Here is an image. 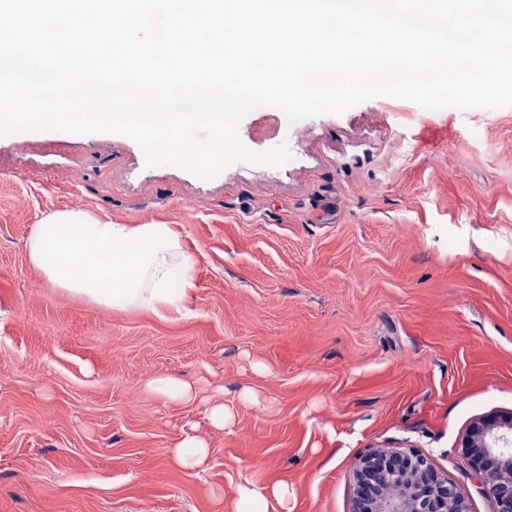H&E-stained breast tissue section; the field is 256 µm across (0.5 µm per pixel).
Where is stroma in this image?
<instances>
[{
    "instance_id": "obj_1",
    "label": "stroma",
    "mask_w": 512,
    "mask_h": 512,
    "mask_svg": "<svg viewBox=\"0 0 512 512\" xmlns=\"http://www.w3.org/2000/svg\"><path fill=\"white\" fill-rule=\"evenodd\" d=\"M238 135L292 159L206 181L146 167L120 134L0 137V512H235L247 481L287 483L267 512H353L359 461L381 448L493 512L459 444L512 413V106L376 97L293 125L272 107ZM69 209L176 225L197 258L188 315L48 285L24 242ZM160 373L198 400L150 391ZM219 386L259 396L221 431ZM188 431L206 468L169 455Z\"/></svg>"
}]
</instances>
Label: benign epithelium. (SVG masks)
I'll list each match as a JSON object with an SVG mask.
<instances>
[{"instance_id":"7a95c632","label":"benign epithelium","mask_w":512,"mask_h":512,"mask_svg":"<svg viewBox=\"0 0 512 512\" xmlns=\"http://www.w3.org/2000/svg\"><path fill=\"white\" fill-rule=\"evenodd\" d=\"M460 447L491 497L496 512H512V414L499 424L476 419ZM354 512H468L465 499L414 452L377 450L361 462Z\"/></svg>"}]
</instances>
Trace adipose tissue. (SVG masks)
I'll list each match as a JSON object with an SVG mask.
<instances>
[{
	"label": "adipose tissue",
	"instance_id": "ef3b65f1",
	"mask_svg": "<svg viewBox=\"0 0 512 512\" xmlns=\"http://www.w3.org/2000/svg\"><path fill=\"white\" fill-rule=\"evenodd\" d=\"M29 264L53 287L114 310L165 319L182 313L195 257L171 224H112L56 211L25 242Z\"/></svg>",
	"mask_w": 512,
	"mask_h": 512
}]
</instances>
